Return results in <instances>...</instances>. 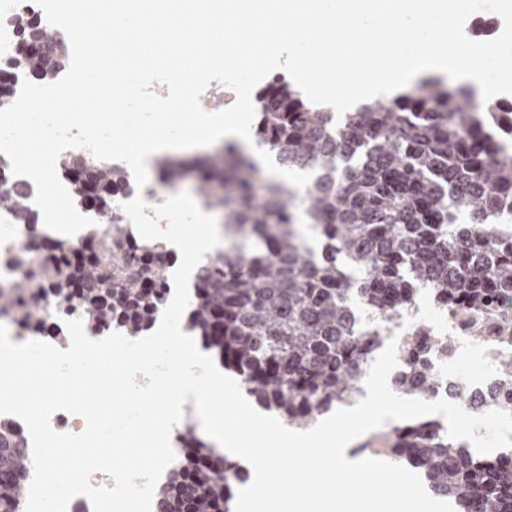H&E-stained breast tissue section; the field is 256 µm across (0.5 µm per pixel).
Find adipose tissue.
<instances>
[{
	"label": "adipose tissue",
	"instance_id": "1",
	"mask_svg": "<svg viewBox=\"0 0 512 512\" xmlns=\"http://www.w3.org/2000/svg\"><path fill=\"white\" fill-rule=\"evenodd\" d=\"M205 133L202 137L186 142H156L143 150L138 157L140 168H149L154 157L160 154H177L204 149L216 139L228 140L250 146V117L248 113L235 111L215 113L200 120Z\"/></svg>",
	"mask_w": 512,
	"mask_h": 512
}]
</instances>
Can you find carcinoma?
Segmentation results:
<instances>
[{"instance_id":"cac0c4a2","label":"carcinoma","mask_w":512,"mask_h":512,"mask_svg":"<svg viewBox=\"0 0 512 512\" xmlns=\"http://www.w3.org/2000/svg\"><path fill=\"white\" fill-rule=\"evenodd\" d=\"M24 40L51 47L59 29L18 13ZM68 56L17 54L12 67L51 81ZM255 138L288 170L312 171L301 191L262 175L235 144L211 163L157 162L162 181L194 174L207 209L224 211L232 245L200 264L186 328L234 371L264 410L306 428L362 394L367 368L388 337L382 325L411 310L427 286L437 305L461 315L495 293H512V236L489 246L491 224L512 223V161L498 159L512 141V102L480 101L440 78L375 99L339 120L291 84L257 94ZM77 167L102 200L129 184L127 170L92 156L60 159ZM0 208L34 223L26 194L0 187ZM123 226L79 250L66 242L22 249L25 273L0 293V313L41 320L52 297L78 299L89 327L123 323L142 335L165 304L172 259L127 246ZM452 340L421 336L397 349L391 379L400 396L427 400L443 388L432 362L448 360ZM171 469L156 512H231L242 466L217 454L192 428ZM385 455L418 471L428 490L458 512H512V449L481 454L448 437L439 419L404 421L387 434ZM30 459L13 424L0 420V512H22Z\"/></svg>"}]
</instances>
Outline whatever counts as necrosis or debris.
I'll return each mask as SVG.
<instances>
[{
	"label": "necrosis or debris",
	"mask_w": 512,
	"mask_h": 512,
	"mask_svg": "<svg viewBox=\"0 0 512 512\" xmlns=\"http://www.w3.org/2000/svg\"><path fill=\"white\" fill-rule=\"evenodd\" d=\"M54 231L43 222L15 223L9 213L0 212V292H10L21 276V267L5 261V254L24 247H34L43 242L55 241ZM80 316L77 302L64 306H44L41 323L21 324L12 317L1 315L0 324L6 326L13 342L29 340L48 342L60 349H68L71 337L66 320ZM429 335L451 338L453 346L447 363L437 364L439 373L451 382L466 384L472 391V399L464 404L465 412L480 415L499 408L502 400L512 397V383L503 381L496 373L499 360L512 354V301L504 298L489 300L466 316L439 306L418 307L415 318L401 317L388 324V338L398 344L414 343L420 330Z\"/></svg>",
	"instance_id": "4bbe7bcc"
}]
</instances>
